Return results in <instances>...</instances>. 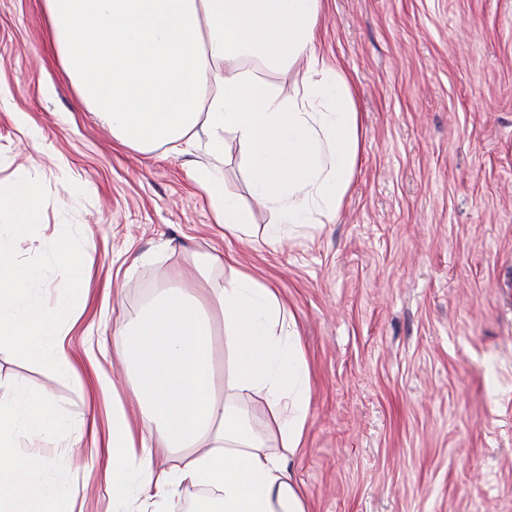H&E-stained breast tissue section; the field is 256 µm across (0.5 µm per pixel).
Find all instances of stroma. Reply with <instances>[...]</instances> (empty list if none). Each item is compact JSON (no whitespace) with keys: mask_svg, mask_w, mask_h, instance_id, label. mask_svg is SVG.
Segmentation results:
<instances>
[{"mask_svg":"<svg viewBox=\"0 0 512 512\" xmlns=\"http://www.w3.org/2000/svg\"><path fill=\"white\" fill-rule=\"evenodd\" d=\"M354 83L362 116L352 184L335 222L293 227L253 197L224 138V192L249 241H224L190 177L203 153L120 144L61 67L42 0H0V184L48 192L34 256L64 222L88 256V305L60 349L78 379L0 351V395H48L67 415L35 438L77 512H112L103 463L77 467L105 425L122 369L119 327L197 258L232 249L278 288L302 339L311 398L289 464L313 512H512V0H325L317 46ZM280 98L304 64L246 62Z\"/></svg>","mask_w":512,"mask_h":512,"instance_id":"obj_1","label":"stroma"}]
</instances>
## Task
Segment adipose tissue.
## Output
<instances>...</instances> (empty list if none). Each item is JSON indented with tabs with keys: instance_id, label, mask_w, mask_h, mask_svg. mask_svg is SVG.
Returning <instances> with one entry per match:
<instances>
[{
	"instance_id": "adipose-tissue-1",
	"label": "adipose tissue",
	"mask_w": 512,
	"mask_h": 512,
	"mask_svg": "<svg viewBox=\"0 0 512 512\" xmlns=\"http://www.w3.org/2000/svg\"><path fill=\"white\" fill-rule=\"evenodd\" d=\"M52 43L81 100L121 144L148 150L181 141L210 164L194 169L223 236L247 216L216 167L224 136L245 150L254 197L288 225L338 215L360 145L356 92L340 64L318 54L322 0H43ZM304 61L299 98L281 100L244 70ZM233 252L205 255L201 277L230 269L220 288L154 293L121 330L136 409L112 398L104 440L114 512L199 490L193 512H313L286 467L305 444L310 376L277 289L238 270ZM264 395L266 436L238 405ZM62 404L0 396V512H67L20 440L61 422ZM184 449L179 465L170 449Z\"/></svg>"
}]
</instances>
